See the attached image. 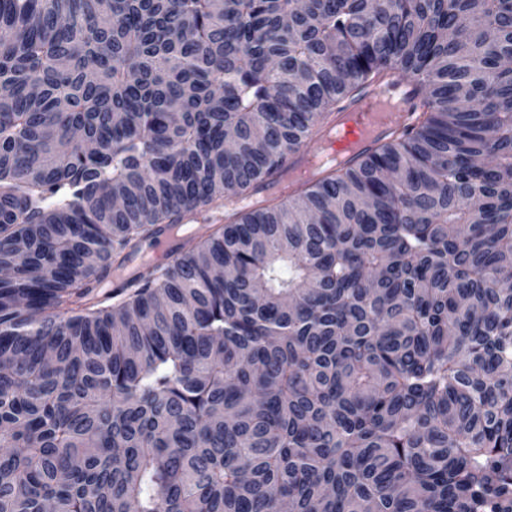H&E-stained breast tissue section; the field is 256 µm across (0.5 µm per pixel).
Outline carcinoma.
Segmentation results:
<instances>
[{
    "label": "carcinoma",
    "instance_id": "1",
    "mask_svg": "<svg viewBox=\"0 0 512 512\" xmlns=\"http://www.w3.org/2000/svg\"><path fill=\"white\" fill-rule=\"evenodd\" d=\"M510 56L512 0H0V512H512ZM398 101L394 102L383 88H374L358 101L345 108L336 120V136L352 129L354 139L341 153L347 163L355 162L368 153L385 134L401 125L407 118L402 105L414 91V85L400 79L395 85ZM186 222L187 223L183 224L181 228L180 237L194 231H196V233L189 236L184 242L204 233L208 225L224 224V209L211 210L199 208ZM157 240L161 244L168 243V252L169 256L172 257L174 255L175 251V242L173 244L174 239L171 236V233L168 231H165L163 234L159 235L157 237ZM156 239H148L140 244V250L139 252L133 256L135 257L132 262H128L126 264V267L124 268V271L120 272H114L112 271V275L110 277V280L112 281V284L119 282L121 279L127 277L132 271H134L137 267L142 265L143 263H167L169 262L170 258L167 256V253L165 251V247L161 246ZM132 257V258H133Z\"/></svg>",
    "mask_w": 512,
    "mask_h": 512
}]
</instances>
